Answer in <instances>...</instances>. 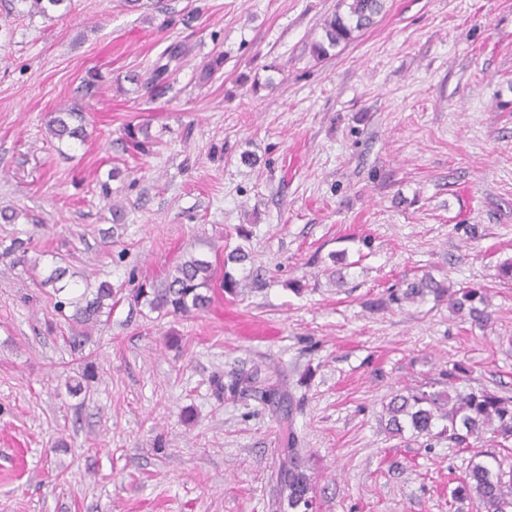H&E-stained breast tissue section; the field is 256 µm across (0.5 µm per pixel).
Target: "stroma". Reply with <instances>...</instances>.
I'll return each instance as SVG.
<instances>
[{
    "instance_id": "obj_1",
    "label": "stroma",
    "mask_w": 512,
    "mask_h": 512,
    "mask_svg": "<svg viewBox=\"0 0 512 512\" xmlns=\"http://www.w3.org/2000/svg\"><path fill=\"white\" fill-rule=\"evenodd\" d=\"M337 3L65 0L44 16L0 0V512H280L290 433L318 512H455L471 459L512 471V447L385 428L393 394L441 389L456 365L459 392L512 396V280L495 276L512 258V0H388L315 60ZM176 46L164 91L127 82ZM74 105L88 137L62 150L47 122ZM238 247L232 296L219 274ZM188 254L218 274L206 311L131 303ZM57 268L110 283V318L61 316ZM427 271L485 289L488 321L386 304ZM251 371L256 390L216 395Z\"/></svg>"
}]
</instances>
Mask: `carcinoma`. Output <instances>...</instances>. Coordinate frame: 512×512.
<instances>
[{
    "label": "carcinoma",
    "instance_id": "carcinoma-1",
    "mask_svg": "<svg viewBox=\"0 0 512 512\" xmlns=\"http://www.w3.org/2000/svg\"><path fill=\"white\" fill-rule=\"evenodd\" d=\"M387 0H339L337 9L326 16L322 23V34L310 47L311 56L321 60L338 47L351 43L357 34L376 23L386 8ZM180 52L164 51L154 65L150 76L142 81L143 88L155 92L166 86L170 62L178 60ZM84 116L80 109L71 108L58 112L47 122V129L58 142L76 140L84 142ZM249 254L242 247L232 250L224 258V292L236 293L237 281L229 265H244ZM215 277L213 265L202 258L190 255L174 267L164 280L141 285L133 298L152 309L164 310L174 316H186L203 311L210 304V284ZM448 300L452 311L460 317L474 321L488 318L487 299L479 288L461 287L453 290L445 281H438L425 273L405 284V288L392 290L388 302L401 304L405 301L424 302ZM112 287L102 283L94 293L84 291L77 299L59 300L56 309L65 314V308H73L71 319L84 325L96 324L106 311L112 309ZM446 390L425 391L420 388L391 397L386 407L387 426L390 433L401 436L410 431L416 436H427L448 440L456 448H468L470 439H479L490 434L492 445L506 448L512 444V398L488 392L471 391L451 395L460 375L458 368L442 372ZM294 437L288 438V460L277 473L285 512H309L315 501L310 476L303 469L293 445ZM456 501L473 500L483 506L485 512H512V477L504 478L503 472L494 470L486 462L471 463L460 484L451 491Z\"/></svg>",
    "mask_w": 512,
    "mask_h": 512
}]
</instances>
